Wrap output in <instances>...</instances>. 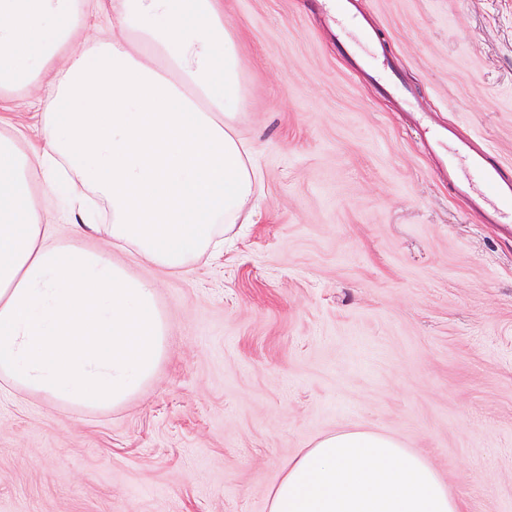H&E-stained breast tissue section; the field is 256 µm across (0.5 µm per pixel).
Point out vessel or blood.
I'll list each match as a JSON object with an SVG mask.
<instances>
[{
	"label": "vessel or blood",
	"mask_w": 512,
	"mask_h": 512,
	"mask_svg": "<svg viewBox=\"0 0 512 512\" xmlns=\"http://www.w3.org/2000/svg\"><path fill=\"white\" fill-rule=\"evenodd\" d=\"M326 17L336 25V40L356 65L379 82L382 90L396 99L404 112L414 113L418 122H426L429 108L404 86L389 62L377 34L366 28L355 12L353 0H323ZM434 145L447 144L440 159V171L449 185L469 197L487 223H502L512 215V169L501 163L492 149L475 150L465 142L448 145L447 129L429 131Z\"/></svg>",
	"instance_id": "b4317fda"
}]
</instances>
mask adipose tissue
Masks as SVG:
<instances>
[{"label":"adipose tissue","mask_w":512,"mask_h":512,"mask_svg":"<svg viewBox=\"0 0 512 512\" xmlns=\"http://www.w3.org/2000/svg\"><path fill=\"white\" fill-rule=\"evenodd\" d=\"M112 9V33L76 47ZM33 88L37 147L0 115V382L105 411L131 401L167 354L154 280L131 249L176 272L251 223L261 184L238 125L245 106L222 0H0V100ZM65 190L68 240L31 189ZM111 220L87 221L88 198ZM103 244L89 248L85 238ZM270 512H461L436 471L395 440L333 433L293 459Z\"/></svg>","instance_id":"1"}]
</instances>
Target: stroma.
I'll return each instance as SVG.
<instances>
[{"label":"stroma","instance_id":"stroma-1","mask_svg":"<svg viewBox=\"0 0 512 512\" xmlns=\"http://www.w3.org/2000/svg\"><path fill=\"white\" fill-rule=\"evenodd\" d=\"M434 123L512 166V0H358ZM262 196L219 260L153 277L155 378L105 412L0 382V512H269L288 464L365 429L463 512H512V224L336 45L321 0H224Z\"/></svg>","mask_w":512,"mask_h":512}]
</instances>
